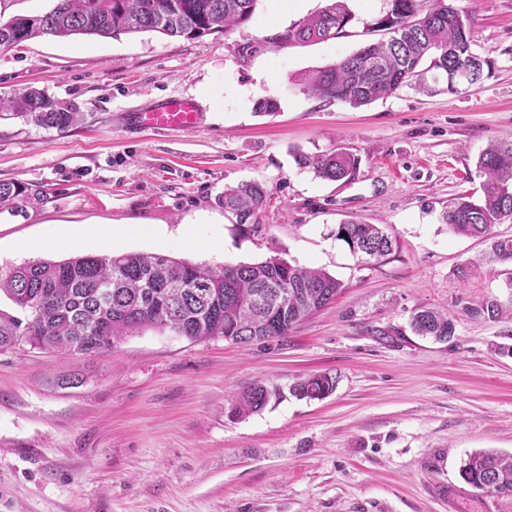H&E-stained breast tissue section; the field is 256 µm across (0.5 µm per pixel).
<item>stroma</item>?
I'll return each instance as SVG.
<instances>
[{
	"mask_svg": "<svg viewBox=\"0 0 512 512\" xmlns=\"http://www.w3.org/2000/svg\"><path fill=\"white\" fill-rule=\"evenodd\" d=\"M455 3L475 17L482 82L451 94L414 81L360 108L312 97L303 80L378 40L389 0H348L346 35L304 45L280 36L326 0H258L241 27L191 40L44 36L0 49V98L33 86L86 114L66 130L0 119V180L51 196L0 214L1 270L111 253L278 255L344 284L287 336L249 345L147 328L91 357L0 351V512H512V499L469 489L448 505L467 454H512V319L465 312L507 301L512 265L441 221L478 187V154L512 136V0ZM168 97L195 102L199 125L134 123ZM263 98L277 112L258 114ZM339 148L360 160L343 184L295 160ZM250 181L269 201L239 224L220 198ZM348 220L383 225L393 253L359 263L334 236ZM423 307L454 316L450 341L411 332ZM323 373L332 394L294 395ZM256 383L267 406L231 417Z\"/></svg>",
	"mask_w": 512,
	"mask_h": 512,
	"instance_id": "35a3bbf8",
	"label": "stroma"
}]
</instances>
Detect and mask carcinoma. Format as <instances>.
I'll return each instance as SVG.
<instances>
[{
    "label": "carcinoma",
    "mask_w": 512,
    "mask_h": 512,
    "mask_svg": "<svg viewBox=\"0 0 512 512\" xmlns=\"http://www.w3.org/2000/svg\"><path fill=\"white\" fill-rule=\"evenodd\" d=\"M256 0H55L34 27L18 17L0 23V48L8 49L41 36L108 37L156 31L169 37L197 38L228 33L246 23ZM354 20L346 0H328L318 13L289 28L282 40L314 42L346 32ZM386 38L371 42L304 79L307 94L328 102L362 107L394 94L430 71L469 84L464 60L472 53L474 16L451 0H391L377 22ZM23 117L43 128L65 130L80 124L84 113L66 101L30 89L0 99V112ZM298 163L331 182L352 178L359 160L334 150L299 156ZM476 169L478 190L449 200L443 223L458 235L490 241L488 258L512 264V240L493 235V227L512 219V138L483 150ZM266 187L242 183L224 190L221 204L239 224H255L268 202ZM49 201L37 186L0 181V214L15 216ZM336 239L357 245L373 263L392 254L394 241L376 224L346 221L336 225ZM278 256L237 265L191 264L165 255L137 253L82 255L62 261L26 262L0 272V294L15 313L0 310V350L21 344L93 356L141 328L170 329L192 341L215 337L249 344L288 335L304 319L336 301L343 283L321 269L291 263ZM471 313L490 320L505 313L500 301L487 300ZM418 336L446 341L454 336L450 316L435 310L412 314ZM335 388V378L318 374L295 388L302 398L321 399ZM270 392L257 383L235 399L231 416L260 412ZM460 479L490 498H512V454L476 452L460 466Z\"/></svg>",
    "instance_id": "carcinoma-1"
}]
</instances>
